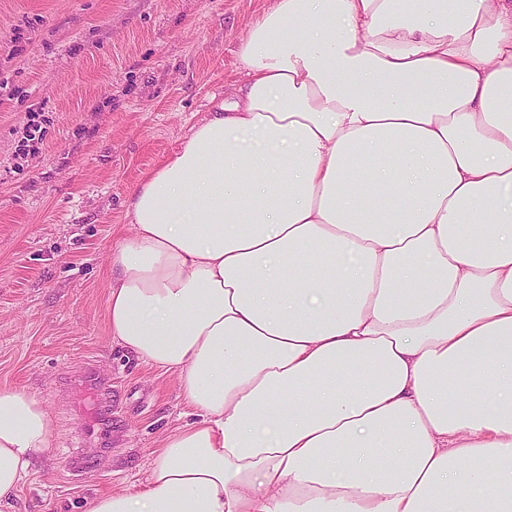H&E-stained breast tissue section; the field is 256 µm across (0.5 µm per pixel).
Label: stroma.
Instances as JSON below:
<instances>
[{"label":"stroma","instance_id":"obj_1","mask_svg":"<svg viewBox=\"0 0 512 512\" xmlns=\"http://www.w3.org/2000/svg\"><path fill=\"white\" fill-rule=\"evenodd\" d=\"M271 0H0V386L51 415L11 512H82L145 482L185 424L177 377L112 340L109 256L131 231L130 194L238 77V50ZM46 118L29 154L30 113ZM93 365L119 396L61 388ZM109 431L99 464L72 474L78 427Z\"/></svg>","mask_w":512,"mask_h":512}]
</instances>
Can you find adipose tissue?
<instances>
[{"instance_id":"ef3b65f1","label":"adipose tissue","mask_w":512,"mask_h":512,"mask_svg":"<svg viewBox=\"0 0 512 512\" xmlns=\"http://www.w3.org/2000/svg\"><path fill=\"white\" fill-rule=\"evenodd\" d=\"M239 60L110 256L189 420L85 512H512V0H273ZM50 434L0 386V512Z\"/></svg>"}]
</instances>
